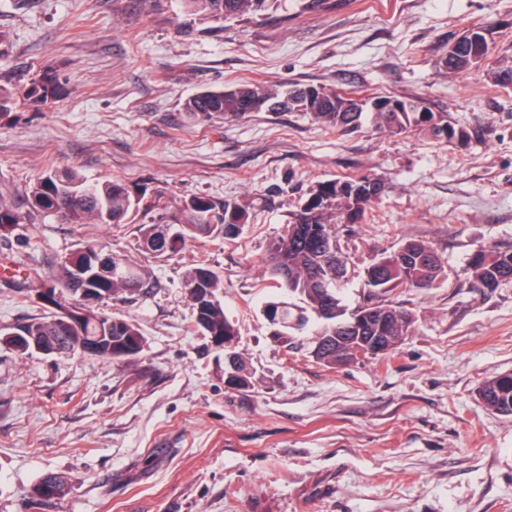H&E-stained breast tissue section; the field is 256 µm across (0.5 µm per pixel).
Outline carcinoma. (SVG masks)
Returning a JSON list of instances; mask_svg holds the SVG:
<instances>
[{
	"instance_id": "1",
	"label": "carcinoma",
	"mask_w": 512,
	"mask_h": 512,
	"mask_svg": "<svg viewBox=\"0 0 512 512\" xmlns=\"http://www.w3.org/2000/svg\"><path fill=\"white\" fill-rule=\"evenodd\" d=\"M194 12L206 18L227 20L251 15L264 17L278 8L280 0H186ZM474 59L468 50L448 48L444 68L454 74L472 69ZM63 86L55 73L42 72L25 89V97L44 104L58 98ZM183 111L203 121L213 117L241 118L249 112H303L323 127L341 133L361 127L363 114L372 112L377 126L400 135L427 130L436 139L448 143L466 141L469 133L455 127L447 115L435 112L422 99L394 96L358 97L324 85H302L280 90L253 82L193 94L182 104ZM382 187L369 176L337 178L318 183L291 214L281 234L267 246L265 262L276 287L302 296V300L323 321L311 350L313 359L328 368L357 363L361 359H384L390 355L413 320L410 312L380 301L349 311L339 296L344 274V260L336 249L337 229L360 224L381 196ZM27 211L21 212L0 196V238L12 234L21 224H31L41 214L56 215L67 224H135L137 249L149 245L160 255L179 252L187 243L222 236H237L249 223L246 209L232 200L218 202L208 195H196L177 202L161 191L147 193L142 188L133 194L123 181L106 179L90 182L77 171L43 173L37 176L27 195ZM123 265L122 276L109 275L103 265L99 275L102 287L112 291V299L128 300L149 285V275L128 256H112V265ZM441 260L423 241H407L388 255L380 257L366 272V285L377 294L397 288H427L438 278ZM473 286L486 290L512 281V251L480 248L468 262ZM210 289L211 301L195 303L194 284ZM39 287L58 292L62 299L75 297L83 283L73 278L66 262L57 265L40 280ZM192 306V331L210 340L224 342L223 349L233 347L239 336L237 325L224 314L219 298L223 288L220 274L203 260L186 275ZM267 317L275 327L274 336L288 343V330L305 318L287 305L271 303ZM54 312L35 317L14 327L28 336L26 354L32 345L70 347V336L61 328ZM112 320V351L94 350L89 355L112 362H130L141 352L144 336L140 326L124 316L112 318L91 311L82 322V330L96 334L98 319ZM361 336H382L384 341L373 352L365 351ZM478 396L487 409L505 416L512 415V373H502L484 381ZM70 478L63 474L43 476L30 493L31 503L44 506L56 495L66 496Z\"/></svg>"
}]
</instances>
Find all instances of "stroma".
<instances>
[{
  "label": "stroma",
  "mask_w": 512,
  "mask_h": 512,
  "mask_svg": "<svg viewBox=\"0 0 512 512\" xmlns=\"http://www.w3.org/2000/svg\"><path fill=\"white\" fill-rule=\"evenodd\" d=\"M484 28L493 47L472 70L440 63L449 43ZM512 0H340L264 20L215 22L185 0H0V193L24 203L36 176L91 181L174 199L206 194L244 206L235 238L155 258L132 224L36 217L0 239V327L44 312L39 281L93 245L127 255L153 288L102 312L145 337L131 362L19 354L0 344V512H31L47 473L72 488L44 512H512V416L477 395L512 372V281L480 292L466 274L482 247L512 248ZM63 82L44 104L22 89L43 71ZM318 84L361 96L421 98L471 132L442 144L394 135L372 118L342 134L298 112L196 119L199 90L235 83ZM371 174L385 186L364 223L339 228L349 308L365 304L368 267L407 240L439 255L432 287L386 294L413 323L383 360L334 369L310 351L316 319L273 335L266 248L317 183ZM208 260L239 328L250 371L224 382V352L190 327L185 274Z\"/></svg>",
  "instance_id": "stroma-1"
}]
</instances>
